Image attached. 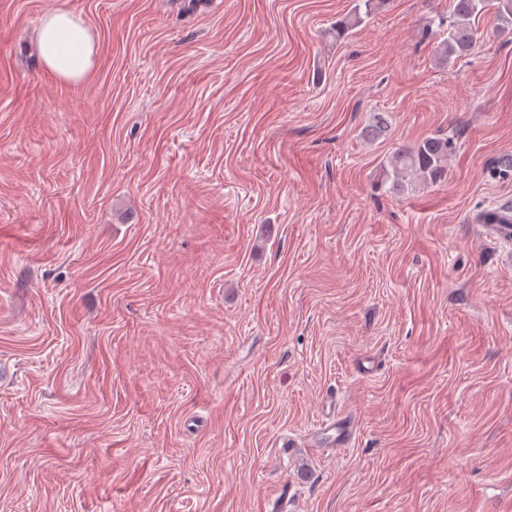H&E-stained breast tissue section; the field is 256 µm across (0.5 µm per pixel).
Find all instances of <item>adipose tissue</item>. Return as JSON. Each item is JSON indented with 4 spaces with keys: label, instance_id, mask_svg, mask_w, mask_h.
<instances>
[{
    "label": "adipose tissue",
    "instance_id": "obj_1",
    "mask_svg": "<svg viewBox=\"0 0 512 512\" xmlns=\"http://www.w3.org/2000/svg\"><path fill=\"white\" fill-rule=\"evenodd\" d=\"M36 47L44 70L63 82L86 81L96 66L98 42L91 27L67 9L44 13Z\"/></svg>",
    "mask_w": 512,
    "mask_h": 512
}]
</instances>
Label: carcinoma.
I'll list each match as a JSON object with an SVG mask.
<instances>
[{
  "label": "carcinoma",
  "mask_w": 512,
  "mask_h": 512,
  "mask_svg": "<svg viewBox=\"0 0 512 512\" xmlns=\"http://www.w3.org/2000/svg\"><path fill=\"white\" fill-rule=\"evenodd\" d=\"M386 0H356L354 7L332 29L333 37L341 40L353 29L363 25ZM487 0H452L448 16V37L438 46L440 57L446 61L470 54L476 34L471 18L477 16ZM496 13L500 30L512 29V0H497ZM456 143L450 137H425L409 148L396 151L387 161L386 180L391 189L405 191L406 180L411 178L421 185H434L448 172V159L454 154Z\"/></svg>",
  "instance_id": "1"
}]
</instances>
